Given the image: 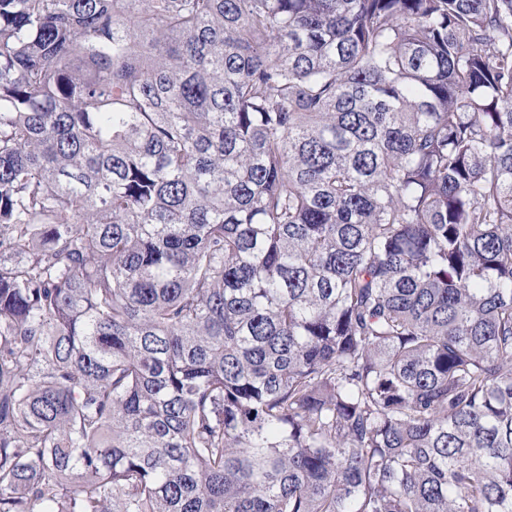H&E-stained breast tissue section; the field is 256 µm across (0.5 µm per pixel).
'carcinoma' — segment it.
I'll return each instance as SVG.
<instances>
[{
  "instance_id": "obj_1",
  "label": "carcinoma",
  "mask_w": 512,
  "mask_h": 512,
  "mask_svg": "<svg viewBox=\"0 0 512 512\" xmlns=\"http://www.w3.org/2000/svg\"><path fill=\"white\" fill-rule=\"evenodd\" d=\"M0 512H512V0H0Z\"/></svg>"
}]
</instances>
